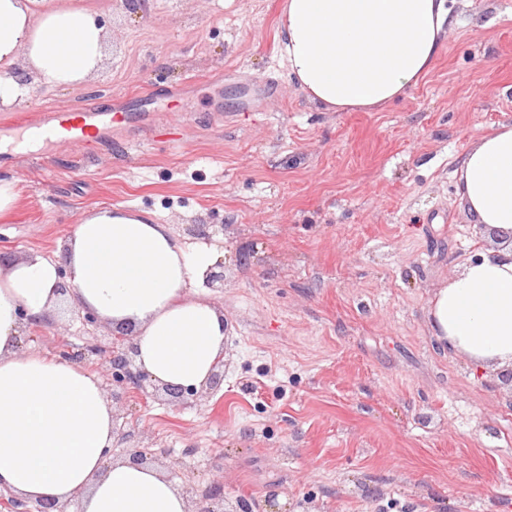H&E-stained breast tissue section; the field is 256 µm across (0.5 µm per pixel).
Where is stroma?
I'll list each match as a JSON object with an SVG mask.
<instances>
[{
    "label": "stroma",
    "mask_w": 512,
    "mask_h": 512,
    "mask_svg": "<svg viewBox=\"0 0 512 512\" xmlns=\"http://www.w3.org/2000/svg\"><path fill=\"white\" fill-rule=\"evenodd\" d=\"M104 62L78 87L35 76L0 126L62 107L126 110L80 152L0 150L22 197L0 256L52 257L98 205L157 213L182 243L223 248L224 378L171 402L111 400V455L146 449L181 490L224 485L218 512H512V375L443 354L427 312L467 257L495 249L457 194L463 153L512 122V0H454L434 70L379 112H327L282 59L283 0H92ZM204 225L205 236L188 228ZM63 292L24 352L94 354Z\"/></svg>",
    "instance_id": "stroma-1"
}]
</instances>
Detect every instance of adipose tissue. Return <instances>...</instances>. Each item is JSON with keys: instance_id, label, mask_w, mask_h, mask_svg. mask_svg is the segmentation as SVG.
I'll list each match as a JSON object with an SVG mask.
<instances>
[{"instance_id": "1", "label": "adipose tissue", "mask_w": 512, "mask_h": 512, "mask_svg": "<svg viewBox=\"0 0 512 512\" xmlns=\"http://www.w3.org/2000/svg\"><path fill=\"white\" fill-rule=\"evenodd\" d=\"M456 19L447 0H285L279 43L289 75L328 112H376L434 68ZM107 31L79 0H0V103L20 102L22 68L62 87L101 67ZM457 193L483 231L512 244V123L463 154ZM179 241L155 213L92 209L64 250L0 260V489L25 500L80 499L81 512H189L158 468L109 457L112 406L100 379L67 359L21 350L27 327L77 301L135 334V361L160 386L201 388L224 352V313L190 296L219 261ZM441 349L479 368H512V252L465 261L428 311Z\"/></svg>"}]
</instances>
